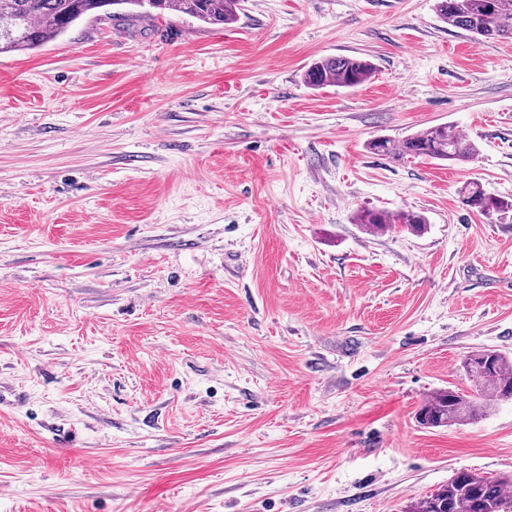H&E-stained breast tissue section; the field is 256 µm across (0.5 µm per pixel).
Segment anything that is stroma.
Returning <instances> with one entry per match:
<instances>
[{
    "mask_svg": "<svg viewBox=\"0 0 512 512\" xmlns=\"http://www.w3.org/2000/svg\"><path fill=\"white\" fill-rule=\"evenodd\" d=\"M435 0H246L218 28L88 17L0 55V512H406L512 475V41ZM363 56L356 88L315 60ZM448 125L474 160L372 153ZM362 209L423 214L371 235ZM375 74L373 64L360 56L326 57L312 63L304 73L311 87L352 88L369 81ZM462 193L466 205L482 214H506L512 210V200L487 195L478 182H469ZM484 353L490 364L487 367L475 358ZM473 355L464 362L473 383L471 393L452 389L434 392L417 414L419 424L433 428L472 424L486 414L491 404L512 400V360L495 349L476 351Z\"/></svg>",
    "mask_w": 512,
    "mask_h": 512,
    "instance_id": "1",
    "label": "stroma"
}]
</instances>
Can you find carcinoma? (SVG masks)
<instances>
[{
	"label": "carcinoma",
	"instance_id": "obj_1",
	"mask_svg": "<svg viewBox=\"0 0 512 512\" xmlns=\"http://www.w3.org/2000/svg\"><path fill=\"white\" fill-rule=\"evenodd\" d=\"M243 0H0V54L33 50L66 33L80 20L93 16L110 20L113 6H123L131 16L150 11H173L192 16L204 24H232ZM438 18L469 33L477 40H512V0H435ZM373 64L360 56L340 55L312 63L304 73L311 87L352 88L369 81ZM369 147L380 155L396 158L427 157L436 160L469 161L476 145L446 125L417 132L396 143L377 138ZM464 202L482 214H506L512 200L486 194L479 183L464 187ZM355 223L369 233L392 229L420 234L426 218L409 211L389 212L364 209ZM464 368L472 389L470 394L455 390L434 392L421 406L417 421L426 427L472 424L484 416L490 405L512 400V360L495 349L475 352ZM511 477L485 476L471 470L454 474L448 483L410 506L409 512H512Z\"/></svg>",
	"mask_w": 512,
	"mask_h": 512
}]
</instances>
